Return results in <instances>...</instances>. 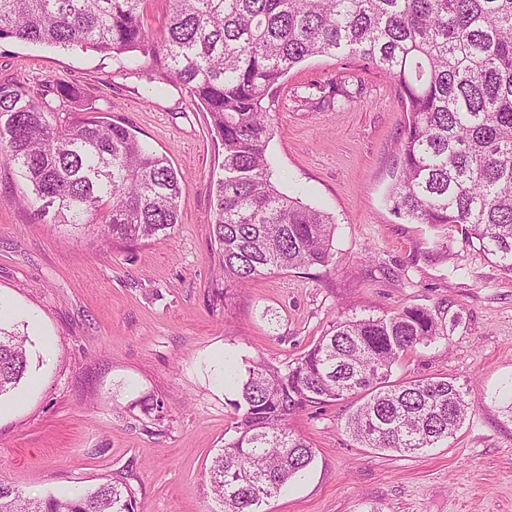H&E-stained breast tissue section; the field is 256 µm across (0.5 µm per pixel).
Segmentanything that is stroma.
Wrapping results in <instances>:
<instances>
[{
	"label": "stroma",
	"instance_id": "1",
	"mask_svg": "<svg viewBox=\"0 0 512 512\" xmlns=\"http://www.w3.org/2000/svg\"><path fill=\"white\" fill-rule=\"evenodd\" d=\"M151 69L0 42V83L62 78L89 105L167 155L185 192L162 242L117 243L34 219L0 161V303L30 339L28 380L0 397V482L27 497L129 488L139 512H222L209 465L238 388L213 371L285 367L346 317L404 307L448 335L395 377L447 375L470 413L454 439L403 457L346 431L350 404L290 422L315 457L268 512H512V277L457 232L397 216L388 201L404 113L398 88L358 58L313 57L276 94L268 158L279 189L336 221L334 261L246 286L220 275L210 188L222 146L182 85L147 94Z\"/></svg>",
	"mask_w": 512,
	"mask_h": 512
}]
</instances>
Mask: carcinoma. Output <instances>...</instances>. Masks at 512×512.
I'll use <instances>...</instances> for the list:
<instances>
[{"instance_id": "obj_1", "label": "carcinoma", "mask_w": 512, "mask_h": 512, "mask_svg": "<svg viewBox=\"0 0 512 512\" xmlns=\"http://www.w3.org/2000/svg\"><path fill=\"white\" fill-rule=\"evenodd\" d=\"M146 0H0V41L148 59L183 85L223 147L212 232L224 278L333 261L330 214L280 191L267 156L275 89L300 62L348 54L399 86L406 120L392 172L393 212L455 227L512 276V0H169L160 38ZM77 106L65 81L0 83V160L15 166L20 202L50 224L93 228L116 242H161L184 190L166 156L91 107L48 118L49 99ZM448 335L432 310L347 317L281 369L262 359L238 381L233 435L209 482L224 512H262L312 462L289 421L350 398L345 429L365 448L415 454L456 435L471 409L446 376L392 379L405 357ZM28 335L0 321V397L30 371ZM0 512H136L113 483L30 498L0 483Z\"/></svg>"}]
</instances>
